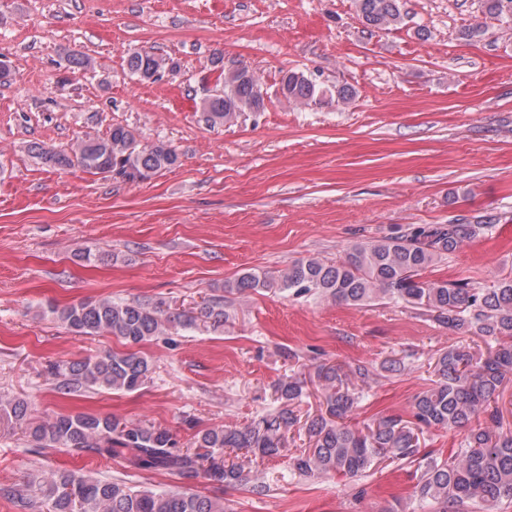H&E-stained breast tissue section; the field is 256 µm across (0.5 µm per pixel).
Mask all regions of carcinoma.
<instances>
[{
  "instance_id": "1",
  "label": "carcinoma",
  "mask_w": 512,
  "mask_h": 512,
  "mask_svg": "<svg viewBox=\"0 0 512 512\" xmlns=\"http://www.w3.org/2000/svg\"><path fill=\"white\" fill-rule=\"evenodd\" d=\"M483 20L462 31L472 39L485 33L488 23L512 22V0H480ZM404 0H355L357 15L368 26L395 28L406 16ZM128 72L149 81L165 65L152 51L134 50L125 59ZM279 85L289 101L329 105L352 96L346 86L324 92L313 80L286 71ZM264 105L261 92L240 69L224 78V95L217 97L205 119L229 122L237 112H257ZM31 151L45 164L60 169L74 166L91 174L109 173L134 182L174 167L178 153L163 142L142 145L124 126L112 127L102 137L87 138L71 151L36 144ZM485 224H434L358 243L334 261L306 258L277 273L246 270L225 285L226 294H245L276 288L294 296H318L339 304L363 306L379 299L403 303L435 314L436 319L461 336L486 338V350L461 345L438 355L432 385L413 403L412 420L385 415L360 429L348 418L364 397L359 384L371 379V370L358 365L345 373L321 365L322 409L306 421L309 447L291 457L293 472L309 476L318 471L350 478L361 476L382 460L417 464L416 486L422 508L428 512H456L466 502H512V431H503L496 403L507 375L512 374V276L488 288L467 282L427 280L424 271L452 254ZM43 313L77 336L111 334L129 350L82 360L55 363L51 374L68 391L81 389L134 392L150 378L152 366L136 347L172 327H221L230 319L226 304L204 300L182 310L164 302H115L87 299L59 307L49 303ZM280 408L244 427L213 428L195 435L194 451H183L169 431L149 424H131L108 415L59 413L38 423L30 417L22 397L0 400V423L28 431L37 448H67L77 454L122 458L136 471H169L184 478L204 473L224 486L250 482L242 465H228L224 449H245L255 457L274 458L285 449V430L297 422L295 405L305 395L304 382L289 378L276 390ZM467 428L454 454L440 459L420 451L423 429ZM25 491L45 503L48 512H227L224 502L179 491L133 489L124 482L59 469L50 477L32 479Z\"/></svg>"
}]
</instances>
